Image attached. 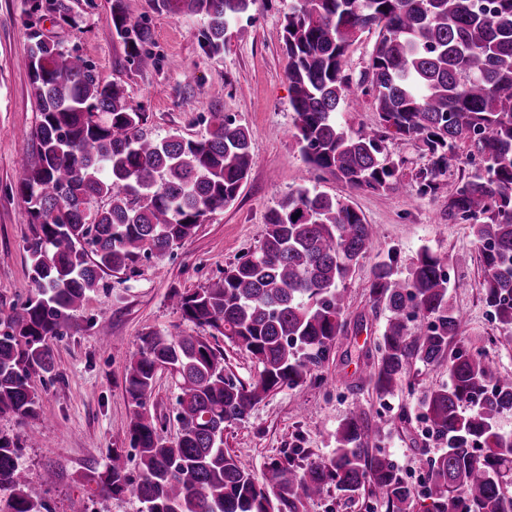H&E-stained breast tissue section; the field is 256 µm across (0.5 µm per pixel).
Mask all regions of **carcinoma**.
<instances>
[{
	"instance_id": "carcinoma-1",
	"label": "carcinoma",
	"mask_w": 512,
	"mask_h": 512,
	"mask_svg": "<svg viewBox=\"0 0 512 512\" xmlns=\"http://www.w3.org/2000/svg\"><path fill=\"white\" fill-rule=\"evenodd\" d=\"M253 3L154 0L161 12L203 21L199 44L208 56L224 52L229 23ZM110 14L132 63L156 67L150 26L131 21L125 0H111ZM46 17L75 25L66 0H28L23 65L39 123L17 192L33 226L25 249L36 293L0 330V414L21 423L39 416L33 377L53 370L51 341L71 327L100 273L165 256L236 200L254 164L248 129L215 103L206 136H152L147 114L121 85L45 37ZM372 29L378 39L355 81L348 50ZM282 44L295 137L314 168L354 190H394L404 162L383 154L390 135L418 141L429 157L415 173L420 196L438 192L460 147L484 164L439 197L440 213L453 223L473 221L485 303L512 330V0H289ZM360 99L378 112L380 127L352 134L336 112ZM96 199L106 204L91 207ZM373 238L350 198L298 187L270 210L257 251L205 288L173 292L172 305L202 333L141 337L124 377L138 475H129L125 451L112 448L104 469L84 475L91 494L131 493L141 512H306L333 488L350 502L378 494L385 512H411L415 490L377 447L380 429L363 411L338 427L330 456L297 464L294 448L267 464L261 483L224 448L227 425L270 393L318 377L345 332L344 283ZM447 266V256L428 248L404 277L393 251L374 265L370 293L390 316L365 379L382 398L414 359L448 366V385L424 403L426 435L445 450L426 463L421 508L512 512V435L498 427L512 412V382L482 351L456 343L462 318L448 301ZM206 331L256 359V379L245 385L228 376ZM165 370L178 389L173 440L144 415ZM34 441L0 433V493H8L0 512L47 510L18 464Z\"/></svg>"
}]
</instances>
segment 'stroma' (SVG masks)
I'll list each match as a JSON object with an SVG mask.
<instances>
[{
  "label": "stroma",
  "instance_id": "1",
  "mask_svg": "<svg viewBox=\"0 0 512 512\" xmlns=\"http://www.w3.org/2000/svg\"><path fill=\"white\" fill-rule=\"evenodd\" d=\"M67 2L75 26L63 28L47 19L40 24L44 35L78 50L103 80L121 84L132 104L145 107L153 135H206L211 101L204 91L220 85L222 110L250 132L254 164L236 200L213 213L164 258L103 274L74 326L53 340V371L34 380L41 403L38 418L21 424L0 415V432L38 436L37 444L23 449L19 459L32 491L48 503L50 512H69L71 501L87 494L81 482L86 468L103 465L110 448H129L132 408L124 388L129 352L150 331L174 336L194 332V325L172 306V292L206 287L223 276L225 267L255 252L269 210L300 186L333 196L351 194L373 227L371 252L344 284L347 321L362 330L338 341L318 379L271 393L244 421L228 427L224 440L260 479L269 459L284 451L298 448L312 457L329 456L338 426L359 406L381 426V448L411 484L420 483L424 461L443 451L442 445L425 439L424 400L430 390L447 384L448 370L414 362L406 383L382 399L363 380L365 353L389 316L370 298L372 269L391 250L397 252L403 272L422 248L447 255L448 301L463 317L462 340L483 349L502 376L512 380V342L483 299L472 224L445 221L436 199L406 188L347 191L335 177L306 162L294 136L281 40L288 0H255L229 25L224 52L214 57L199 46L200 18L158 11L153 0H126L131 19L148 23L153 33L158 65L149 70L128 63L127 50L112 30L110 0ZM27 7V0H0V320L36 292L25 250L32 226L16 190L17 158L32 147L38 123L28 73L20 64L29 47ZM103 324L114 346L102 344L98 328ZM175 396L170 374L159 373L147 412L171 438L177 432ZM403 412L411 418L405 425L397 421ZM48 469L58 474L55 484L42 482Z\"/></svg>",
  "mask_w": 512,
  "mask_h": 512
}]
</instances>
